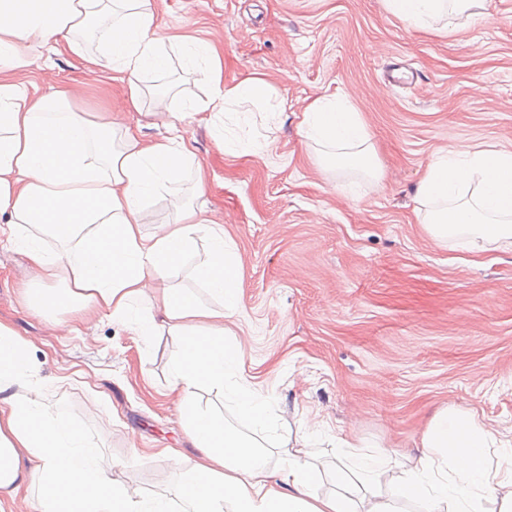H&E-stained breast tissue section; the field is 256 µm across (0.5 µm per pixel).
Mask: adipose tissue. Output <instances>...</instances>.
I'll use <instances>...</instances> for the list:
<instances>
[{"instance_id":"adipose-tissue-1","label":"adipose tissue","mask_w":512,"mask_h":512,"mask_svg":"<svg viewBox=\"0 0 512 512\" xmlns=\"http://www.w3.org/2000/svg\"><path fill=\"white\" fill-rule=\"evenodd\" d=\"M486 0H385L387 10L420 30L449 17L482 16ZM97 26L101 45L81 53L77 41ZM41 44L58 55L81 53L89 71L111 74L125 87L127 106L140 110L147 76H165L172 55L192 51L210 87L193 112L224 111L230 103L267 97V84L248 78L225 86L223 62L210 40L161 32L152 0H0V237L27 256L35 287L22 297L39 317L71 329L73 313L105 311L111 322L140 336L165 328L179 346L170 389L180 398V424L197 460L175 474L180 493L146 496L116 484L112 462L92 447L65 411L45 409L33 397L30 347L0 322V500L33 489L30 512H399L379 499L376 484L393 474L384 451L355 465L364 487L343 485L321 494L316 466L301 454L313 436L273 434L265 402L233 380L243 350L224 340V314L241 302V263L224 226L194 204L206 175L181 134L141 140L112 113L92 114L70 102L68 89L39 95L22 78L23 49ZM304 139L324 146L323 158L376 177L371 137L360 113L342 101L314 100L300 123ZM179 198L175 217L156 232L147 201ZM422 221L439 242L512 245V153L483 151L462 159L441 150L416 187ZM54 240L56 249L45 246ZM205 256L197 277L219 301L191 303L176 280L196 242ZM203 384L228 389L235 420L201 410ZM272 433L288 464L276 482L251 435ZM503 440L472 413L443 409L421 437V455L401 482L424 497L426 512H512V467H492Z\"/></svg>"}]
</instances>
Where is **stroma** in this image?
Listing matches in <instances>:
<instances>
[{
    "mask_svg": "<svg viewBox=\"0 0 512 512\" xmlns=\"http://www.w3.org/2000/svg\"><path fill=\"white\" fill-rule=\"evenodd\" d=\"M164 34L216 43L224 84L258 77L261 102L229 105L184 126L207 175L203 198L242 265L241 304L224 317L242 344L238 379L273 409L280 427L318 433V490L336 488L350 445L389 451L410 465L440 409L475 414L512 439V246L468 252L437 243L416 217V185L452 148L512 152V0L485 16L424 32L384 0H155ZM40 93L58 83L91 113L168 134L154 98L128 111L122 83L89 73L74 55L33 45ZM171 110L205 99L201 76L173 59ZM360 112L376 148L377 180L333 169L298 133L315 99ZM253 141L224 153L221 138ZM26 257L0 243V321L30 344L31 378L48 409L64 407L112 461L127 488L176 496L174 472L196 451L171 392L178 347L166 330L143 338L99 314L62 333L24 303Z\"/></svg>",
    "mask_w": 512,
    "mask_h": 512,
    "instance_id": "obj_1",
    "label": "stroma"
}]
</instances>
